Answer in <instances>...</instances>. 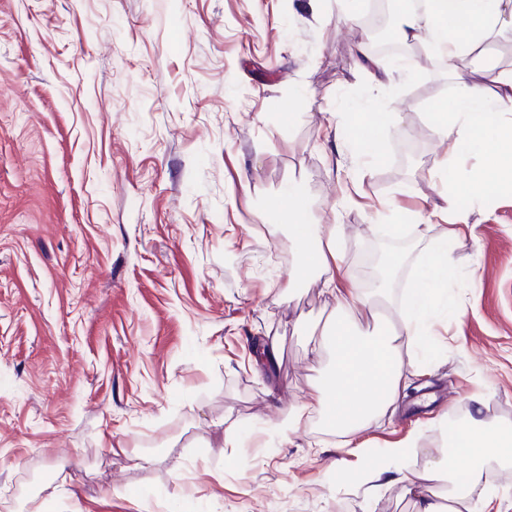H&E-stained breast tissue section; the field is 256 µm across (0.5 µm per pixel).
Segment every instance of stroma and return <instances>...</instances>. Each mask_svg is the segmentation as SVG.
<instances>
[{
    "label": "stroma",
    "mask_w": 512,
    "mask_h": 512,
    "mask_svg": "<svg viewBox=\"0 0 512 512\" xmlns=\"http://www.w3.org/2000/svg\"><path fill=\"white\" fill-rule=\"evenodd\" d=\"M371 0H0V512H414L425 488L345 481L419 430V470L455 413L512 429V187L460 196V317L360 451L282 411L323 381L312 330L336 307L300 256L285 191L342 227L393 307L445 235L454 91L436 62L378 84L355 67ZM391 113L361 160V109Z\"/></svg>",
    "instance_id": "obj_1"
}]
</instances>
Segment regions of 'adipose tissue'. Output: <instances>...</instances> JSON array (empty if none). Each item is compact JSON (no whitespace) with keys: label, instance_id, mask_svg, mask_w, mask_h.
<instances>
[{"label":"adipose tissue","instance_id":"obj_1","mask_svg":"<svg viewBox=\"0 0 512 512\" xmlns=\"http://www.w3.org/2000/svg\"><path fill=\"white\" fill-rule=\"evenodd\" d=\"M428 4L424 17H402L400 38L423 41L430 55L454 73V93L434 132L447 149L449 182L461 183L479 201L494 186H512V67L490 64L474 80L458 71L457 64L489 38L512 28V0H428ZM467 149L483 156L482 167L473 173L461 172L455 165L458 154ZM287 196L293 218L290 229L302 252L295 279L318 278L324 291L336 299V315L326 328L328 339L314 343L318 350L331 345L335 357L324 386L306 402L284 410L279 427L291 432L318 419L344 436L346 447L355 448L372 421L397 400L406 381L401 351L415 349L432 320L434 303L443 294L430 291L429 286L447 280L452 255L445 242H436L432 262L418 274L420 287L405 308L389 318L387 327L377 326L386 293L365 295L344 271L338 225L304 221L307 200L300 185H289ZM364 318L372 321L373 328L362 334L358 327ZM455 433L465 446L462 458L444 455L402 477L382 466L375 470V477L402 481L409 493L421 483L438 485V492L419 499L416 512H490L491 500L473 496L455 481L472 477L488 456L511 458L512 432L486 426L472 416Z\"/></svg>","mask_w":512,"mask_h":512}]
</instances>
